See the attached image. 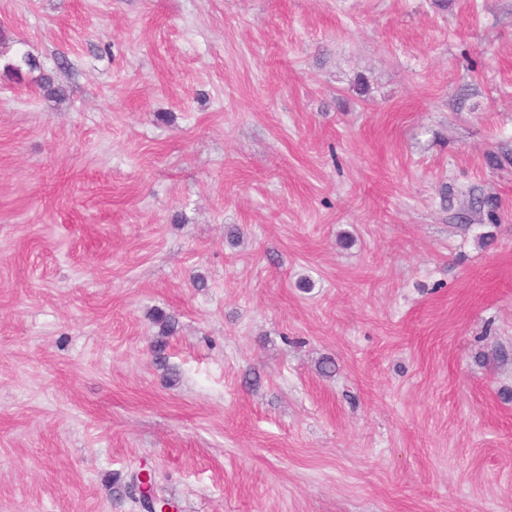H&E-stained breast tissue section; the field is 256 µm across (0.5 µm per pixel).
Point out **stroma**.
Returning a JSON list of instances; mask_svg holds the SVG:
<instances>
[{"mask_svg":"<svg viewBox=\"0 0 512 512\" xmlns=\"http://www.w3.org/2000/svg\"><path fill=\"white\" fill-rule=\"evenodd\" d=\"M511 152L512 0H0V512H512Z\"/></svg>","mask_w":512,"mask_h":512,"instance_id":"35a3bbf8","label":"stroma"}]
</instances>
